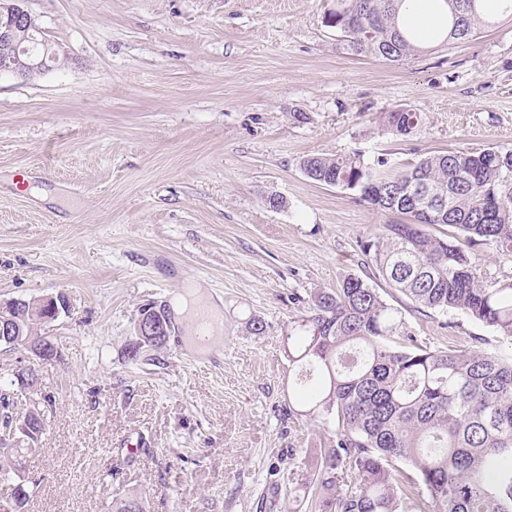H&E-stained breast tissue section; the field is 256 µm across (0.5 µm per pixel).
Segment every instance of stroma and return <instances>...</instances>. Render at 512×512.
I'll list each match as a JSON object with an SVG mask.
<instances>
[{"label": "stroma", "mask_w": 512, "mask_h": 512, "mask_svg": "<svg viewBox=\"0 0 512 512\" xmlns=\"http://www.w3.org/2000/svg\"><path fill=\"white\" fill-rule=\"evenodd\" d=\"M331 2L27 0L68 60L0 73V301L69 302L44 328L60 360L0 349V395L47 418L23 460L29 512H112L132 494L150 512H309L295 489L314 491L333 434L288 409L286 336L350 277L400 311L405 344L512 354L478 321L416 311L362 252L395 215L299 168L512 146V16L393 63L346 50L322 22ZM400 106L418 134L371 132ZM191 284L220 309L204 351L172 312ZM147 306L171 310L170 336L132 362ZM22 369L36 392L13 383Z\"/></svg>", "instance_id": "obj_1"}]
</instances>
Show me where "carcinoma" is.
<instances>
[{"label": "carcinoma", "mask_w": 512, "mask_h": 512, "mask_svg": "<svg viewBox=\"0 0 512 512\" xmlns=\"http://www.w3.org/2000/svg\"><path fill=\"white\" fill-rule=\"evenodd\" d=\"M406 0H336L325 26L344 46L400 62L421 52L402 24ZM447 23L432 39L467 41L512 0H433ZM377 132L420 131L419 113L396 108L374 118ZM311 181L357 193L406 221L385 224L362 251L417 311L459 312L512 343V278L483 273L478 249L512 263V148L446 152L396 173L383 156H307ZM456 228L460 236L431 232ZM408 335L398 309L357 277L318 294L286 336L296 394L308 416L334 427L320 449L317 512H512V357L395 344ZM410 464L403 487L390 462ZM350 480L339 483L341 472ZM113 512H147L121 497Z\"/></svg>", "instance_id": "carcinoma-1"}]
</instances>
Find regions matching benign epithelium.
Instances as JSON below:
<instances>
[{
    "label": "benign epithelium",
    "mask_w": 512,
    "mask_h": 512,
    "mask_svg": "<svg viewBox=\"0 0 512 512\" xmlns=\"http://www.w3.org/2000/svg\"><path fill=\"white\" fill-rule=\"evenodd\" d=\"M22 2L24 0H8L6 3H0V38L12 40L16 30L21 28L24 30V39L27 40L20 49V55L0 62V72H8L27 79L48 70L47 59L55 55V50L46 41L37 18L22 7ZM18 304L28 313L49 305L54 312L52 317L54 321L67 311L66 303L59 304L55 299L0 302V338L5 337L10 340L14 336L17 337V340L8 343L10 349L31 348L29 344L31 338L24 340L20 338L22 329L14 314V308ZM165 331L166 327L146 317L137 324V336L140 338L155 336ZM37 413L38 410L35 408L25 409L7 405V409L0 413V453L7 456L15 455L22 441L38 439L41 430L34 423Z\"/></svg>",
    "instance_id": "7a95c632"
}]
</instances>
